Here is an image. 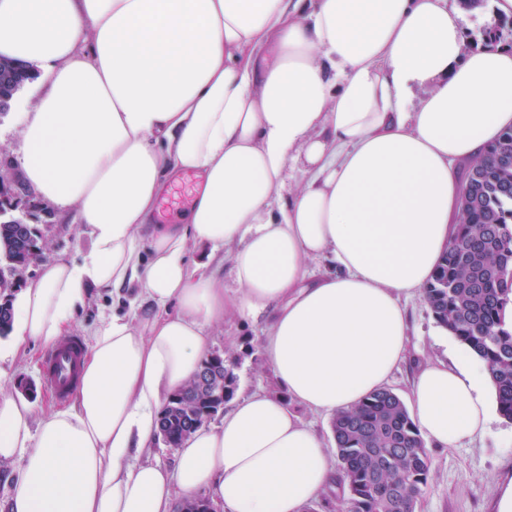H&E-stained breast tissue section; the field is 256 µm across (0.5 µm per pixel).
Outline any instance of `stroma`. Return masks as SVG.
<instances>
[{
    "instance_id": "obj_1",
    "label": "stroma",
    "mask_w": 512,
    "mask_h": 512,
    "mask_svg": "<svg viewBox=\"0 0 512 512\" xmlns=\"http://www.w3.org/2000/svg\"><path fill=\"white\" fill-rule=\"evenodd\" d=\"M465 50L479 48L486 30L500 34V42L512 47V17L493 14L490 0H463ZM23 136L10 112H0V173L9 179L16 191L11 218L36 226L41 233L40 256L15 272L16 288L36 279L44 264L58 254L80 258L89 242L78 225L72 224L69 210L44 202L22 189ZM409 315V355L394 372L389 387L400 397H407L415 364L422 359L452 362L450 349L454 338L432 317L423 292L405 301ZM263 319L238 316L208 330L209 349L223 354L226 365L237 376V392L277 393L272 369L260 355L264 334ZM43 346H28L21 359L9 369L0 388L23 393L36 410L54 407L55 401L42 384ZM430 475L428 485L416 503V512H500V489L512 481V422L494 415L488 430L464 440L451 449L428 448Z\"/></svg>"
}]
</instances>
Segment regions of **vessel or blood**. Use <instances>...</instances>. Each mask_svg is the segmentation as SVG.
Here are the masks:
<instances>
[{"instance_id": "1", "label": "vessel or blood", "mask_w": 512, "mask_h": 512, "mask_svg": "<svg viewBox=\"0 0 512 512\" xmlns=\"http://www.w3.org/2000/svg\"><path fill=\"white\" fill-rule=\"evenodd\" d=\"M84 357L85 347L77 335L65 339L44 354L42 381L53 399L63 402L73 394Z\"/></svg>"}]
</instances>
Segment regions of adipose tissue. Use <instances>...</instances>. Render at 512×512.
Returning <instances> with one entry per match:
<instances>
[{"mask_svg": "<svg viewBox=\"0 0 512 512\" xmlns=\"http://www.w3.org/2000/svg\"><path fill=\"white\" fill-rule=\"evenodd\" d=\"M462 21L457 0H0V57L40 65L46 87L17 114L26 183L90 240L15 296L0 377L68 336L94 291L156 307L100 316L66 408L0 391V464L19 465L0 512H174L202 492L225 512H303L335 489L302 414L386 387L408 351L402 300L456 229L459 168L512 128V49L464 51ZM296 160L308 178L286 197ZM188 172L180 223H155ZM261 313L280 394L235 400L174 468L134 462L207 356L205 327ZM489 379L466 349L422 362L421 434L484 432Z\"/></svg>", "mask_w": 512, "mask_h": 512, "instance_id": "obj_1", "label": "adipose tissue"}]
</instances>
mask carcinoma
<instances>
[{"label":"carcinoma","instance_id":"obj_1","mask_svg":"<svg viewBox=\"0 0 512 512\" xmlns=\"http://www.w3.org/2000/svg\"><path fill=\"white\" fill-rule=\"evenodd\" d=\"M512 154V129L487 155ZM472 190L460 200L454 237L424 288L435 322L486 363L500 415L512 421V165L493 167L480 159L467 168ZM31 224L0 222V290L14 286L9 275L26 266L38 248ZM233 369H224V396L201 400L192 386L169 399L160 421L169 441L184 438L188 422L230 401ZM339 463L342 512H414L428 484L424 440L402 398L388 388L368 395L331 422Z\"/></svg>","mask_w":512,"mask_h":512}]
</instances>
